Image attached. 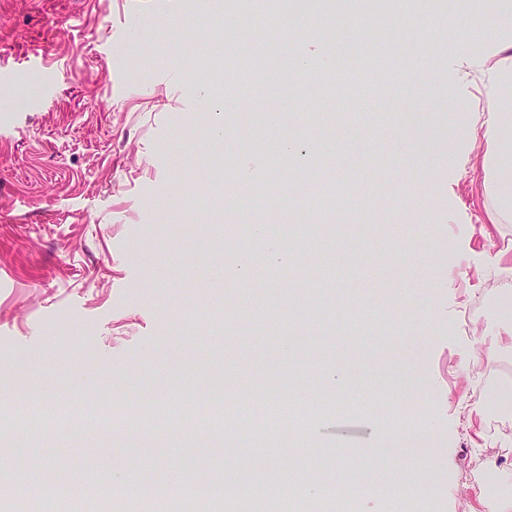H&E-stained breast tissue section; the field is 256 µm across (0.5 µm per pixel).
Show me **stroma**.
Segmentation results:
<instances>
[{
  "instance_id": "1",
  "label": "stroma",
  "mask_w": 512,
  "mask_h": 512,
  "mask_svg": "<svg viewBox=\"0 0 512 512\" xmlns=\"http://www.w3.org/2000/svg\"><path fill=\"white\" fill-rule=\"evenodd\" d=\"M222 3L144 0L133 17L130 0H0V412L23 410L0 466L36 499L121 473L149 494L331 484L352 512H470V455L512 448L482 394L512 380V349L485 358L490 245L512 223H490L473 181L484 146L458 101L482 96L453 65L456 42L477 54L488 38L442 0L445 36L425 15L392 48L368 7L341 44L395 64L333 84L347 65L330 28L356 7L336 0L301 34L281 24L259 75ZM288 165L311 172L308 198L278 196ZM249 296L263 317L239 309ZM218 374L234 398L258 381L324 409L273 435L133 433L142 391L200 400ZM29 392L109 408L111 428L36 437ZM344 403L370 451L339 447Z\"/></svg>"
}]
</instances>
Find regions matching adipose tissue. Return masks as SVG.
<instances>
[{
  "label": "adipose tissue",
  "mask_w": 512,
  "mask_h": 512,
  "mask_svg": "<svg viewBox=\"0 0 512 512\" xmlns=\"http://www.w3.org/2000/svg\"><path fill=\"white\" fill-rule=\"evenodd\" d=\"M465 68L480 83L485 106L471 123L472 139L485 146L477 168L491 223L512 221V162L505 158L512 148V114L499 111L498 102L506 83L512 82V40L498 39L488 43L478 56H470L466 47L456 49Z\"/></svg>",
  "instance_id": "obj_1"
}]
</instances>
